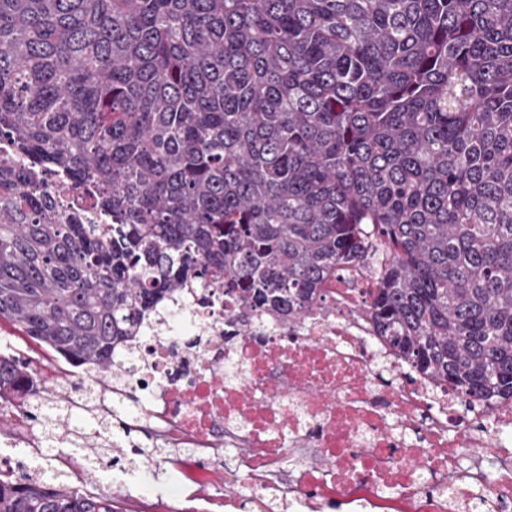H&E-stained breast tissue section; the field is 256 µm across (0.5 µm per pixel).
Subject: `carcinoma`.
Segmentation results:
<instances>
[{"label":"carcinoma","instance_id":"cac0c4a2","mask_svg":"<svg viewBox=\"0 0 512 512\" xmlns=\"http://www.w3.org/2000/svg\"><path fill=\"white\" fill-rule=\"evenodd\" d=\"M0 139L27 161H0V321L65 361L112 375L191 279L295 319L366 262L415 370L512 398V0H0ZM47 383L0 350V402L29 397L46 452L85 447ZM0 512L117 510L49 465L0 475ZM43 186L52 188L55 192L54 201L57 208L67 213H78L82 224H107L108 219L97 210L87 208L78 211L76 195L67 184L62 185L53 176L43 177Z\"/></svg>","mask_w":512,"mask_h":512}]
</instances>
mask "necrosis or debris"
Instances as JSON below:
<instances>
[{"label":"necrosis or debris","instance_id":"necrosis-or-debris-1","mask_svg":"<svg viewBox=\"0 0 512 512\" xmlns=\"http://www.w3.org/2000/svg\"><path fill=\"white\" fill-rule=\"evenodd\" d=\"M376 287L358 262L294 320L237 309L202 281L155 306L115 352L132 377L99 389L137 394L119 428L186 449L162 463L186 478L191 508L167 512H267L273 499L296 512H512V400L469 406L414 370L372 323ZM297 448L321 465L296 463ZM471 448L480 463L465 464Z\"/></svg>","mask_w":512,"mask_h":512}]
</instances>
